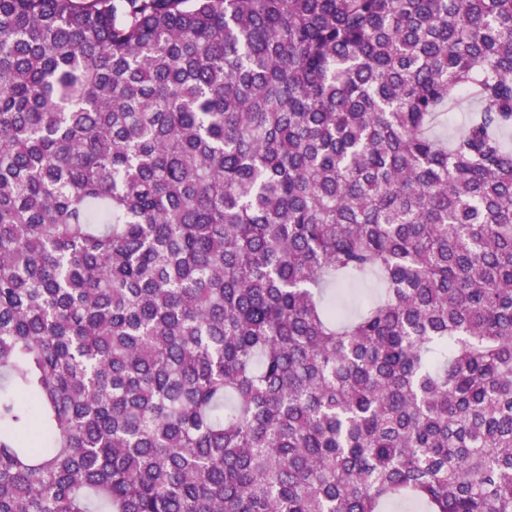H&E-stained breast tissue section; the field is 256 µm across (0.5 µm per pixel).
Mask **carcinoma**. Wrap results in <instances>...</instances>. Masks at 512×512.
I'll return each mask as SVG.
<instances>
[{
	"label": "carcinoma",
	"instance_id": "cac0c4a2",
	"mask_svg": "<svg viewBox=\"0 0 512 512\" xmlns=\"http://www.w3.org/2000/svg\"><path fill=\"white\" fill-rule=\"evenodd\" d=\"M510 132L512 0H0V512H512Z\"/></svg>",
	"mask_w": 512,
	"mask_h": 512
}]
</instances>
